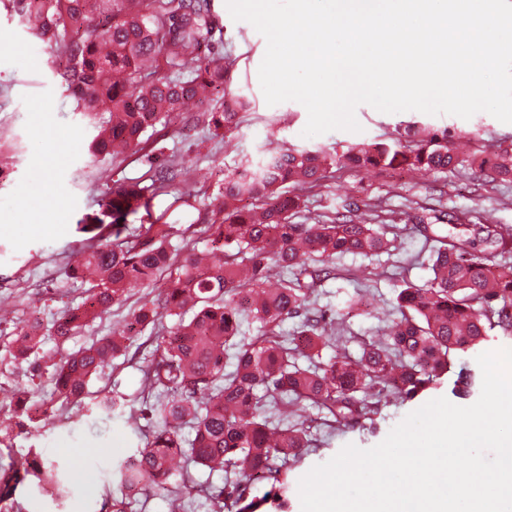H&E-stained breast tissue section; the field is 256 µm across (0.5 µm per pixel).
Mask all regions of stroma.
I'll return each mask as SVG.
<instances>
[{
  "mask_svg": "<svg viewBox=\"0 0 512 512\" xmlns=\"http://www.w3.org/2000/svg\"><path fill=\"white\" fill-rule=\"evenodd\" d=\"M215 19L216 51L231 61L227 89L250 97L253 109L236 129L221 136L208 124V104H188L159 126L148 154L115 160L92 158L87 145L93 126L62 87L50 68L52 56L0 2V403L10 406L22 387H34L29 411L35 427L0 438V464L20 458L29 449L44 461L76 462L95 477L93 487L75 486L67 512H99L106 491L116 489L114 449L131 454L150 438L154 425L141 418V373L135 362L121 357L94 378L87 398L66 405L56 396L49 377L31 379L13 362L8 346L17 327L39 320L51 322L81 302L86 285L71 274L79 252L90 241L79 220L102 208L103 192L133 180H146L154 164L175 169L173 185L149 196L146 207L129 215L133 231L165 225L175 250L208 249L203 229L217 217L216 205L224 175L240 159L259 158L269 142L286 147L321 149L339 156L348 146L397 137L408 124L448 129L467 141L469 149L494 151L512 144V124L479 112L470 119L428 115L417 111L383 113L370 105L355 111L360 131L334 130L306 138L307 111L295 101L268 105L260 89L258 68L266 51L265 38L246 21L231 17L225 0H210ZM300 206L294 222L309 223L334 214L349 199H386L393 211L398 238L392 251L371 258L347 254L336 258V276L324 281L312 297L315 308L331 309L352 338L346 347L325 344L323 358L357 352V337L381 335L392 314V303L404 282L421 284L432 275L429 246L412 233L405 204L465 213L478 224L512 225V182L477 189L471 171L424 173L401 169L369 171L330 166L325 178L299 188ZM146 290L131 291L125 306L91 323L64 346L46 343L55 359L84 346L90 339L124 329L131 309ZM356 308H348L352 297ZM114 399L103 410V398ZM425 399L388 404L380 415L343 430L317 427L313 445L299 461L288 463L289 512H301L298 482L313 466L325 463L349 443L367 449L382 442L391 429Z\"/></svg>",
  "mask_w": 512,
  "mask_h": 512,
  "instance_id": "obj_1",
  "label": "stroma"
}]
</instances>
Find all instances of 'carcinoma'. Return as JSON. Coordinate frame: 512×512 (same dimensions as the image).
<instances>
[{
    "label": "carcinoma",
    "instance_id": "obj_1",
    "mask_svg": "<svg viewBox=\"0 0 512 512\" xmlns=\"http://www.w3.org/2000/svg\"><path fill=\"white\" fill-rule=\"evenodd\" d=\"M29 33L56 53L58 75L76 106L93 120L92 156L116 157L146 150L147 133L205 88L231 82L222 57L193 65L178 49L200 47L213 30L208 0H12ZM245 96H223L208 113L214 131H231L250 110ZM346 163L355 169H425L435 173L476 170L488 182H512V148L491 155L461 156L448 132L404 137L350 147ZM336 159L318 150L269 148L258 161L242 159L224 175L219 222L210 225L205 258L167 251L163 229L127 234L120 222L147 204L148 193L166 189L171 168L153 173L151 183L125 184L106 192L98 214L79 221L96 244L81 268L96 281L83 301L48 325L20 328L9 342L13 359L30 374L50 375L65 404H80L91 379L127 354L131 340L164 317L175 319L141 369V384L157 397L151 408L156 428L133 454L120 459L119 486L163 489L173 462L182 470L200 466L212 473L233 467L237 479L208 491L217 507L259 512L270 505L286 512L279 495L250 496L252 482L271 479L288 488V473L275 460H294L311 447L304 420L283 422L264 413L268 400L279 412L317 411L322 424L341 429L432 390L452 356L476 349L499 329L512 335V226L466 224L443 212L417 217L419 230L435 242L433 277L423 285L404 283L396 294V321L386 338H363L355 356L319 361L336 318L309 309L318 283L335 275L330 261L346 254L387 252L382 200L347 205L345 212L294 224L299 198L291 191L325 178ZM255 207L241 205L244 200ZM112 226V239L101 234ZM168 288L131 313L126 331L97 339L58 361L42 360L48 339L64 345L87 323L123 305L131 290L156 275ZM297 318L291 336L283 325ZM258 323L257 335L243 336L244 322ZM233 351L232 370L224 358ZM191 430L185 438L184 429ZM27 483L64 512L72 479L60 467L27 455L0 468V502L11 507L18 486ZM100 512H134L123 493L102 499Z\"/></svg>",
    "mask_w": 512,
    "mask_h": 512
}]
</instances>
